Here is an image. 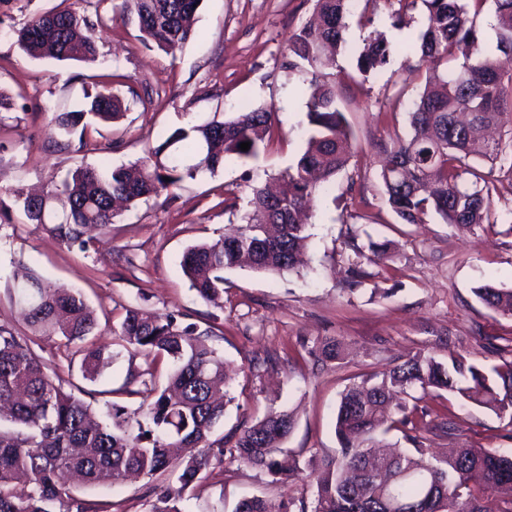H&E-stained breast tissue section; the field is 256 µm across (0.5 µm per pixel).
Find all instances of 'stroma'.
Returning a JSON list of instances; mask_svg holds the SVG:
<instances>
[{
  "label": "stroma",
  "mask_w": 512,
  "mask_h": 512,
  "mask_svg": "<svg viewBox=\"0 0 512 512\" xmlns=\"http://www.w3.org/2000/svg\"><path fill=\"white\" fill-rule=\"evenodd\" d=\"M68 8L109 17L91 63L34 59L16 45L14 30L35 15ZM366 27L350 25L337 60L339 105L351 132V157L311 220L303 263L275 274L248 268L224 272V300L204 302L189 286L181 263L189 246L218 240L241 223L251 188L285 170L300 152L306 126L308 75L288 67V37L311 17L312 0H203L196 37L175 55L146 46L135 14L113 13L110 0H0V93L13 102L0 113V200L61 182L79 167H116L142 158L174 129L225 121L242 107L271 114L272 141L257 158L228 162L215 173L186 180L175 192L139 202L117 216L88 251L67 246L14 214L0 223V326L31 330L12 301L15 272L29 269L76 291L95 310L97 333L87 345L110 344L115 357L91 382L81 374L77 346L58 337L38 339L34 351L64 388L103 411L108 398L136 410L139 395L121 393L128 370L144 364L114 334L126 308L175 315L182 324L211 329V344L237 367L233 401L215 437L241 432L270 410H287L294 428L280 446L308 461L334 454L340 395L355 377L402 363L416 354L447 360L456 353L475 365L499 363L512 349V317L476 297L492 283L512 288V225L460 230L428 218L403 223L386 204L380 172L386 148L404 138L415 97L412 75L421 65L407 53L423 26L421 5L394 22L385 0H357ZM385 35L389 64L368 78L345 79L365 37ZM110 83L130 109L100 124L85 148L55 147L48 121L59 106L80 108L85 93ZM394 112L395 120L383 117ZM385 245L375 256L369 243ZM342 342V360L313 369L307 351L316 342ZM455 430L427 434L433 451L475 446L512 451V421L476 406L449 405ZM175 474L109 486L71 483L70 491L102 503L105 512H149L152 485ZM309 483L272 482L263 471L232 458L212 463L206 479L185 491L181 512H235L253 496L272 512L290 500L312 498Z\"/></svg>",
  "instance_id": "35a3bbf8"
}]
</instances>
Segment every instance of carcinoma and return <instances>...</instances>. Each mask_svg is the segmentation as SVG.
<instances>
[{
    "instance_id": "cac0c4a2",
    "label": "carcinoma",
    "mask_w": 512,
    "mask_h": 512,
    "mask_svg": "<svg viewBox=\"0 0 512 512\" xmlns=\"http://www.w3.org/2000/svg\"><path fill=\"white\" fill-rule=\"evenodd\" d=\"M202 0H122L120 11L136 15L143 40L175 54L189 41ZM355 0H313L316 25H304L288 37V68H310L306 103L307 137L295 164L281 173L278 185L252 188L245 223L233 225L224 238L190 247L182 268L190 288L205 302L218 304L224 294V270L248 267L272 273L295 268L308 245V225L300 215L312 210L349 160L350 131L338 105L336 81L328 70L344 43L347 18ZM487 0H421L425 25L418 38L423 61L452 62L443 71H427L411 112L410 134L393 144L381 173L383 194L392 211L407 224H422L430 214L459 229L495 224L490 199L503 179L512 180V0H492L495 51L483 48L477 26ZM75 10H51L16 31V43L28 56L58 61H95L97 28ZM390 44L364 40L356 59L366 77L390 61ZM79 110L56 112L50 119L68 148L80 131L84 146L94 120L114 121L127 110L106 88L86 94ZM271 113L244 109L226 121L175 129L146 156L128 165L79 168L61 187L39 195H18L14 206L27 221L46 228L68 246L85 252L89 227L104 229L117 217L116 203L135 204L176 189L198 174H211L227 161L258 156L270 128ZM488 127H504L508 146L484 137ZM250 143L247 151L240 143ZM477 298L494 312L512 316V289L484 284ZM32 335L18 336L0 327V512H99L97 504L70 493L65 476L76 474L90 486L129 477L178 472V486L157 494L150 512H180L170 502L205 478L212 460L224 452L239 464L264 470L273 482L302 474L315 484L313 501L288 506L297 512H512V453L494 448H457L436 456L422 437L412 434L414 413L429 418L435 432L448 433V414L429 402L448 393L512 421V359L489 367L468 364L460 355L438 361L415 355L394 367L347 386L340 396L335 431L340 448L334 455L301 465L295 457L277 458L278 442L294 426L293 414L271 412L229 439H211L224 419L229 394L218 392L236 369L209 344L211 331L182 327L171 316L139 308L125 310L115 334L123 347L151 364L163 356L171 368L157 389L144 380L139 409L129 412L105 404L100 421L90 404L65 391L33 351L35 337L57 336L69 346L92 335L95 311L77 294L30 275L17 285ZM343 346L325 338L312 346L314 363L341 359ZM114 357L105 345L83 350L82 376L101 374ZM404 395L412 408L399 401ZM399 430L410 447L379 451V437ZM500 493L490 506L484 490Z\"/></svg>"
}]
</instances>
